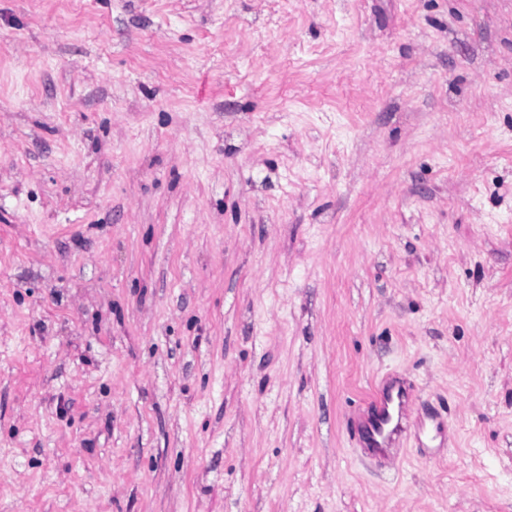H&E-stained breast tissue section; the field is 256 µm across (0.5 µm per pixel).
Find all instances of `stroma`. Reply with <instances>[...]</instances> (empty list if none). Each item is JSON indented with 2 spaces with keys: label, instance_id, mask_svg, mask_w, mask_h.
Segmentation results:
<instances>
[{
  "label": "stroma",
  "instance_id": "obj_1",
  "mask_svg": "<svg viewBox=\"0 0 512 512\" xmlns=\"http://www.w3.org/2000/svg\"><path fill=\"white\" fill-rule=\"evenodd\" d=\"M0 512H512V0H0Z\"/></svg>",
  "mask_w": 512,
  "mask_h": 512
}]
</instances>
